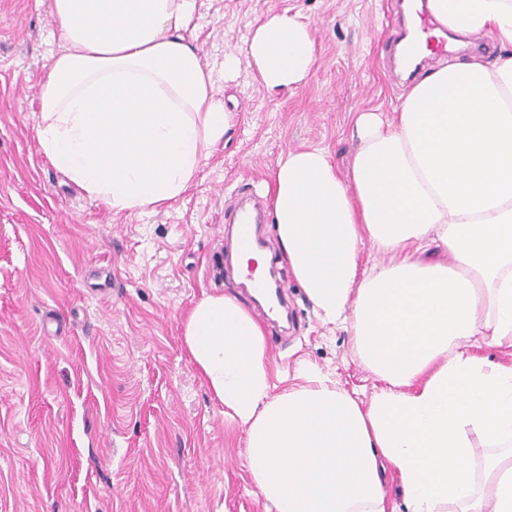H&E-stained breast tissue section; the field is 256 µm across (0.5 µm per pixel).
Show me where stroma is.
<instances>
[{
  "mask_svg": "<svg viewBox=\"0 0 512 512\" xmlns=\"http://www.w3.org/2000/svg\"><path fill=\"white\" fill-rule=\"evenodd\" d=\"M52 0H0V512H268L247 466L246 428L224 414L182 343L204 296L252 305L272 394L327 374L357 401L383 382L348 327L321 320L286 264L288 317L253 306L225 251L239 194L270 209L282 152L325 148L349 178L353 113L392 111L411 84L385 46L387 0H198L197 43L233 124L190 188L155 212H114L40 150L35 114L53 54ZM299 15L316 65L269 94L241 53L267 16Z\"/></svg>",
  "mask_w": 512,
  "mask_h": 512,
  "instance_id": "35a3bbf8",
  "label": "stroma"
}]
</instances>
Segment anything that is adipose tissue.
I'll use <instances>...</instances> for the list:
<instances>
[{"instance_id":"ef3b65f1","label":"adipose tissue","mask_w":512,"mask_h":512,"mask_svg":"<svg viewBox=\"0 0 512 512\" xmlns=\"http://www.w3.org/2000/svg\"><path fill=\"white\" fill-rule=\"evenodd\" d=\"M436 19L491 37L494 60L424 75L390 115L357 113L351 176L328 151L278 160L272 216L283 260L324 321L348 324L384 383L368 404L320 372L271 395L264 332L237 298L207 295L183 345L225 416L247 430L248 468L274 512H387L382 462L412 512H512V365L469 353L512 344V0H429ZM197 0H52L58 38L39 92L52 165L113 211L157 210L188 188L231 115L196 44ZM266 91L310 77L315 33L257 25L244 55ZM384 259L359 275L363 245ZM487 455L471 465L470 434Z\"/></svg>"}]
</instances>
